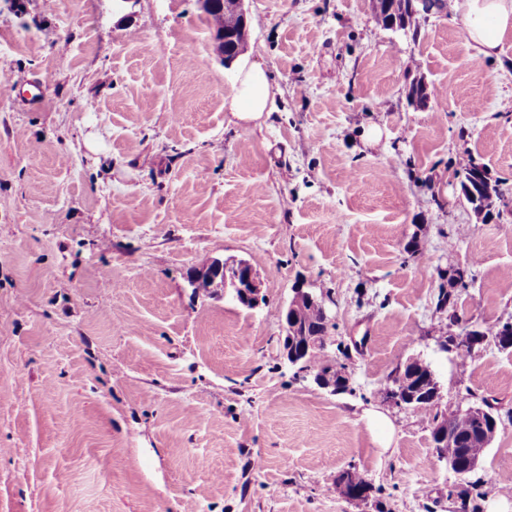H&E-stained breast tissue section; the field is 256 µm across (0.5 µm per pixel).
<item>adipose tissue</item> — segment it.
<instances>
[{"mask_svg": "<svg viewBox=\"0 0 512 512\" xmlns=\"http://www.w3.org/2000/svg\"><path fill=\"white\" fill-rule=\"evenodd\" d=\"M467 35V44L481 57L502 51V39L512 30V0H454ZM236 79L224 100L225 111L243 122H255L274 109L275 93L262 61L249 56L235 60Z\"/></svg>", "mask_w": 512, "mask_h": 512, "instance_id": "adipose-tissue-1", "label": "adipose tissue"}]
</instances>
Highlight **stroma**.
<instances>
[{
    "mask_svg": "<svg viewBox=\"0 0 512 512\" xmlns=\"http://www.w3.org/2000/svg\"><path fill=\"white\" fill-rule=\"evenodd\" d=\"M244 8L277 91L258 126L224 110L235 74L198 0H0V82L47 96L0 94V512H458L463 488L494 512L512 422L460 478L432 418L512 410V350L459 358L437 305L466 266L458 315L512 321V32L483 58L447 8L403 29L374 0ZM467 156L507 192L482 214ZM216 259L254 268L259 307L195 292ZM299 283L345 393L282 356ZM409 359L435 410L385 397ZM351 467L373 486L358 508ZM304 323L307 325L309 336L317 335L319 339L326 336L330 340V326L324 317L322 306L317 300L306 305V312L303 317Z\"/></svg>",
    "mask_w": 512,
    "mask_h": 512,
    "instance_id": "35a3bbf8",
    "label": "stroma"
}]
</instances>
